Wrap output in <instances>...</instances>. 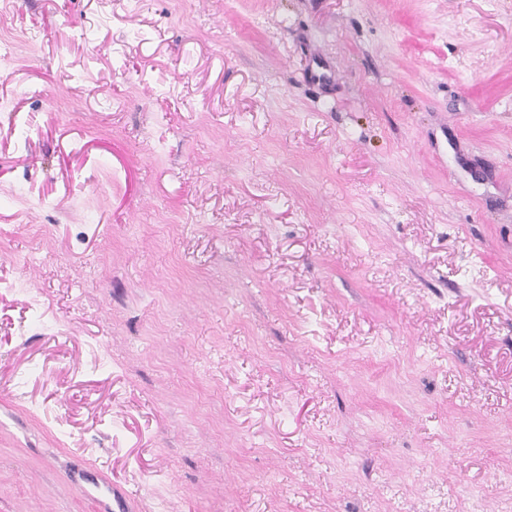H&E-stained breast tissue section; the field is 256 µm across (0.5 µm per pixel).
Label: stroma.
Returning a JSON list of instances; mask_svg holds the SVG:
<instances>
[{
	"label": "stroma",
	"mask_w": 512,
	"mask_h": 512,
	"mask_svg": "<svg viewBox=\"0 0 512 512\" xmlns=\"http://www.w3.org/2000/svg\"><path fill=\"white\" fill-rule=\"evenodd\" d=\"M0 32V512H512V0Z\"/></svg>",
	"instance_id": "35a3bbf8"
}]
</instances>
